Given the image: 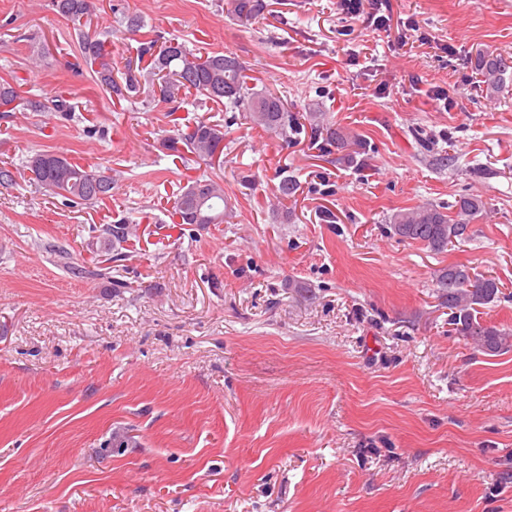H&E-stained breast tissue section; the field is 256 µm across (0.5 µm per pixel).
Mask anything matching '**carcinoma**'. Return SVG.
I'll return each instance as SVG.
<instances>
[{
  "mask_svg": "<svg viewBox=\"0 0 512 512\" xmlns=\"http://www.w3.org/2000/svg\"><path fill=\"white\" fill-rule=\"evenodd\" d=\"M53 10L75 23L96 11L95 0H52ZM263 9L262 0H231V13L247 21ZM79 54L73 68L93 69L95 82L119 99H130L148 89V94L165 103H180L182 95L194 90L211 101H223L230 109L242 112L250 124L289 138L288 132H297L299 126L288 114V103L268 92L248 86L246 66L233 54L214 52L198 56L176 39L159 47L147 73L134 63L125 66L122 79L112 75L111 51L106 41L83 29H78ZM483 83L492 92L503 85L505 74L512 70V60L501 55L478 59ZM18 90L8 83H0V119L7 120L16 110ZM23 105L31 112L50 108L74 118L75 108L58 96L50 102L36 96L25 99ZM311 138L323 139V144L342 153V160L354 161L357 149L363 143L352 139L342 129L325 122L316 115L307 116ZM162 148L182 159L188 152L201 161L211 162L224 154V126L200 120L186 128L176 129L162 141ZM25 167L29 180L41 192L60 196L69 204L93 205L112 196L113 178L109 172L95 171L70 161L51 151L37 152L28 157ZM228 201L224 186L214 179H197L187 185L174 201V214L182 224L224 223V209ZM484 211L486 203L478 195L462 196L447 208L423 205L399 211L389 223V234L400 240L418 242L440 254L458 241L473 235L472 223ZM435 286L448 304V325L452 331L487 354H499L512 349V334L495 326L481 323L474 312L500 298V283L493 276L478 275L458 265L437 270Z\"/></svg>",
  "mask_w": 512,
  "mask_h": 512,
  "instance_id": "cac0c4a2",
  "label": "carcinoma"
}]
</instances>
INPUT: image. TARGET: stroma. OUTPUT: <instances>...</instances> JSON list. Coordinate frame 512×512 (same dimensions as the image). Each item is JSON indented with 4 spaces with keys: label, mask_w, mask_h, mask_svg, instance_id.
Segmentation results:
<instances>
[{
    "label": "stroma",
    "mask_w": 512,
    "mask_h": 512,
    "mask_svg": "<svg viewBox=\"0 0 512 512\" xmlns=\"http://www.w3.org/2000/svg\"><path fill=\"white\" fill-rule=\"evenodd\" d=\"M263 4L243 23L230 0H98L83 24L117 76L153 40L234 54L256 90L363 140L353 163L241 118L223 167L170 156L174 126L224 106L111 98L72 70L51 0H0V82L75 107L0 121V164L52 151L116 177L92 206L22 169L0 186V512H512V350L450 333L433 281L496 277L477 317L512 331V76L491 93L477 69L512 57V0H388L387 31L336 0ZM199 177L223 182L225 223H174ZM467 194L486 203L471 240L389 235L396 211ZM122 218L136 237L106 245Z\"/></svg>",
    "instance_id": "1"
}]
</instances>
